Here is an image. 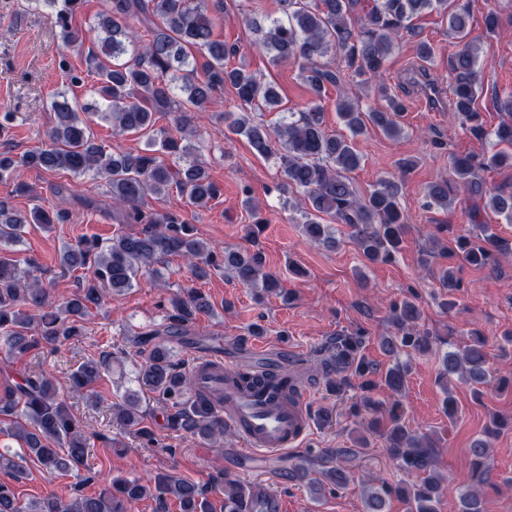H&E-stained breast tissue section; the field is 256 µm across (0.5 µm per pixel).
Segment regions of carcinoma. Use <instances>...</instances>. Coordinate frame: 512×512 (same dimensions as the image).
<instances>
[{
	"instance_id": "obj_1",
	"label": "carcinoma",
	"mask_w": 512,
	"mask_h": 512,
	"mask_svg": "<svg viewBox=\"0 0 512 512\" xmlns=\"http://www.w3.org/2000/svg\"><path fill=\"white\" fill-rule=\"evenodd\" d=\"M52 9L54 24L61 28L65 45L79 43L82 36L72 27L73 16L82 0H33ZM103 9L93 30L98 34V51L89 62L98 77L93 92L106 102L100 119L112 124V134H140L149 141L139 153L112 149L95 139L87 109L69 101L59 92L50 104L54 113L48 143L34 146L16 156L0 152V182L18 169L64 172L73 178L101 179L112 196V216L119 224H140L135 232L119 231L105 245L94 236L82 237L63 247L62 265L75 272L85 271L84 281L71 296L55 301L35 272L38 263L20 258L28 225L47 228L66 223L68 212L53 213L39 206L29 213L16 212L0 199V347L14 358H23L41 342L63 343L83 333L91 310L100 307L114 293L135 287L141 276H162L157 265L172 256L185 259L192 274L204 278L211 270H224L247 288H259L264 297L288 295L278 275L266 269L261 251L239 252L210 245L196 236L195 226L174 213H158L149 199L171 191L187 198L199 210L209 207L221 195L220 186L208 172L192 138L200 135L203 114L218 104L224 87H231L241 108L274 112L282 99L275 88L242 63L227 68L224 58L237 53L235 45L214 38L215 13L224 12V0H102ZM280 16L264 24L252 17L249 23L258 43L272 61L292 60L298 64L303 81L316 95L301 112H289L270 127L252 122L246 114L224 112L227 129L245 137L260 156L276 161L285 184L303 194L298 204L303 231L315 244L336 247L334 228L324 217L354 229V241L370 264L392 261L408 231L399 204V182L382 179L366 197H360L348 173L359 168L362 156L354 139L371 124L389 136L400 134L399 119L406 107L389 96L382 109L364 110L349 96H340L336 111L350 136L326 133L322 93L326 86L342 87L340 72L326 68L319 58L341 55L351 77L367 85L383 74L395 38L414 33L411 20L425 9L435 10L448 22V33L458 39V49L448 56V74L454 82L453 111L469 129L482 131L475 109L479 85L476 82L478 48L469 38L468 9L450 0H375L359 25L352 22L358 0H278ZM206 58L198 66L196 55ZM168 115L176 133L156 127L157 115ZM496 150L490 155L455 154L451 157L457 183L473 196H486V206L512 221V194L485 192L479 173L491 168L512 167V122L494 131ZM431 205L448 207V182H436L426 192ZM477 234L457 238L459 255L470 266L484 268L495 254L509 252L508 243L490 225L473 221ZM213 312L210 302L198 291L176 295L164 315V335L184 336L199 315ZM421 311L415 297L390 306L394 335L383 340L389 354H424L432 349L433 337L419 329ZM155 329L141 331L135 343L146 353L138 379L171 409L170 429L200 439L212 440L224 434V421L210 401L197 392L194 373L181 370L171 360V348L159 339ZM359 333L336 337L320 359L329 389L341 393L358 380L359 399L351 410L372 414L368 430L378 434L390 458L413 475V480L395 486L366 487L365 512H385V497L395 494L409 505L410 512H438L448 494L444 478L435 469L439 442L432 434L412 430L403 420L402 396L407 383V363L396 362L384 375L383 386L395 400L390 406L371 395L374 385L367 376L372 366L358 356ZM107 358L90 357L67 375L61 388L49 375L28 376L10 386L0 397V415L10 418L7 435L21 445L20 451L0 452V469L22 473L33 463L51 473H79L86 467L89 438L70 412L61 391L92 393L102 380ZM472 386L481 395L493 375L487 366L485 339L447 351L441 358L438 381L443 405L452 419L457 413L448 377ZM112 417L122 428L140 438L153 440L142 427L144 411L139 395L126 393L112 406ZM512 429V417L492 415L485 437L476 439L469 454L471 471L459 494V512H483L480 486L486 483L490 466L488 438ZM317 497L342 488L349 481L348 470L338 465L313 471L304 463L292 466ZM224 512H246L249 486L224 480ZM146 497L154 499L156 512H167L169 503L179 512H212V504L193 482L159 473L143 482L117 478L95 495L76 494L66 502L43 499L24 503L15 490L0 482V512H129L130 505Z\"/></svg>"
}]
</instances>
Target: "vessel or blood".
Wrapping results in <instances>:
<instances>
[{"mask_svg": "<svg viewBox=\"0 0 512 512\" xmlns=\"http://www.w3.org/2000/svg\"><path fill=\"white\" fill-rule=\"evenodd\" d=\"M266 345L252 347L255 361L248 372L262 382L251 390L239 389L225 368L222 355L196 360L195 373L201 390L210 393L228 425L239 435L244 453L252 458L287 454L306 438L310 425L306 411L308 391L295 388L294 373L300 358L286 353L281 365L265 364ZM295 388L293 399H285L288 388Z\"/></svg>", "mask_w": 512, "mask_h": 512, "instance_id": "b4317fda", "label": "vessel or blood"}]
</instances>
